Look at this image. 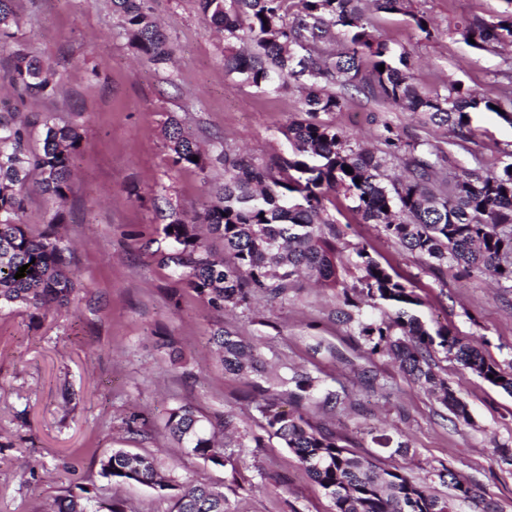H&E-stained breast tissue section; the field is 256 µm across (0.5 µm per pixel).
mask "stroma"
Segmentation results:
<instances>
[{"label": "stroma", "mask_w": 512, "mask_h": 512, "mask_svg": "<svg viewBox=\"0 0 512 512\" xmlns=\"http://www.w3.org/2000/svg\"><path fill=\"white\" fill-rule=\"evenodd\" d=\"M173 57L157 67L136 57L120 35L108 0H20L19 35L48 59L62 91L35 110L80 125L82 141L63 204L69 274L79 289L71 304L38 311L0 309V512H52L73 493L90 508L113 499L126 512H168L152 489L117 485L100 461L125 448L154 456L178 481L203 480L223 491L232 512H335L332 500L295 454L269 437L250 400L257 378L225 371L210 337L217 324L258 346L270 366L304 369L336 390L343 402L327 414L302 412L340 445L427 483L440 497L449 489L435 473L466 478L498 512H512V395L463 367L451 354L431 351L434 370L467 407L458 422L438 391L411 382L386 353L371 354L358 325L388 311L364 304L358 249L397 272L421 300L428 328L448 327L462 341L483 338L487 361L512 373V283L496 282L448 265L431 272L375 225L360 223L349 202L327 204L341 233L339 288L295 282L285 299L258 298L251 307L218 313L194 292L176 289L169 269L141 246L140 234L160 227L155 198L201 209L223 180L222 169L173 168L164 136L176 116L204 148L258 158L288 153L283 130L303 117L296 88L263 92L224 71V40L205 22L195 0H149ZM432 24L422 33L400 13L368 11L373 28L407 52L416 84L441 89L461 81L477 94L512 92L497 73L512 46L490 54L458 33L467 20L498 15L504 0H413ZM341 111L321 114L351 141L379 147L391 123L439 148L449 134L422 125L411 112L348 91ZM472 135L457 154L462 169L495 171L512 163V125L477 112ZM355 308H347L345 298ZM189 403L203 415L233 412L231 464L216 467L172 443L164 419ZM141 412L147 436L126 431Z\"/></svg>", "instance_id": "1"}]
</instances>
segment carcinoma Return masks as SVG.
<instances>
[{
    "label": "carcinoma",
    "instance_id": "1",
    "mask_svg": "<svg viewBox=\"0 0 512 512\" xmlns=\"http://www.w3.org/2000/svg\"><path fill=\"white\" fill-rule=\"evenodd\" d=\"M18 0H0V47L10 49L8 84L15 100L0 99V307L26 306L40 310L64 306L77 288L65 272L63 236L73 161L82 135L78 125L58 122L51 112L26 109L29 99L55 96L56 70L17 38ZM147 0H110L121 33L142 59L159 66L171 58L169 38L146 6ZM203 19L224 32V69L238 82L264 92L290 84L304 93L311 119H293L283 135L291 151L269 160L253 159L215 146L203 150L171 116L164 130L173 167L193 166L205 173L224 169V184L214 200L188 214L176 208L165 216L161 239L145 247L161 266L174 273L182 288L202 298L209 308L249 304L257 294L284 298L301 277H314L326 288L339 285L336 275V220L325 204L328 192L341 194L361 224H376L404 250L426 259L436 273L448 263L466 274L480 272L512 281V165L485 172L458 169L453 153L444 154L416 138H405L384 124L382 147L368 151L336 128L316 120L319 112H336L343 97L331 87L353 89L367 99L404 107L423 124L453 134L448 145L462 147L472 134L473 112H492L512 125V99L505 105L490 94L476 95L450 81L444 90L424 89L413 80L406 53L396 51L376 34L361 0H299L289 11L288 0H197ZM378 10L410 17L425 34L427 17L413 9V0H372ZM338 29L341 49L321 45ZM473 47L493 52L512 44V11L495 20L473 19L458 28ZM372 61L369 70L364 60ZM384 70H379V66ZM42 127L40 145L31 146L32 129ZM198 157L193 161L192 157ZM404 174L389 176L394 162ZM350 167L348 174L344 167ZM38 176L41 192L52 202L43 227L24 222L29 182ZM156 249H151L152 244ZM365 297L374 306L394 312L385 323H362L359 335L373 343L372 351L393 354L412 380L442 392L441 403L460 422H469L466 406L448 382L438 378L430 358L437 345L488 383L512 394V373L485 360L481 342H462L448 329L435 332L415 314L421 301L403 282L365 250L357 251ZM27 266L25 276L15 278ZM211 341L219 348L224 370L263 376L267 369L255 347L219 326ZM294 391L264 390L254 399L262 428L299 458L306 473L333 501L336 512H448V500L398 469H385L338 444L336 435L313 428L300 412L280 409V396L313 401L323 409L340 404L336 391L319 378L298 369L281 381ZM235 428L233 416L211 420L183 404L171 409L164 429L188 453L218 466L230 458L217 450L216 434ZM101 474L115 484L137 483L153 489L169 504L168 512H232L217 487L201 481L179 483L160 473L152 456L122 448L101 461ZM459 499L480 498L471 484L449 469L439 472ZM54 512H88L81 496L56 501Z\"/></svg>",
    "mask_w": 512,
    "mask_h": 512
}]
</instances>
